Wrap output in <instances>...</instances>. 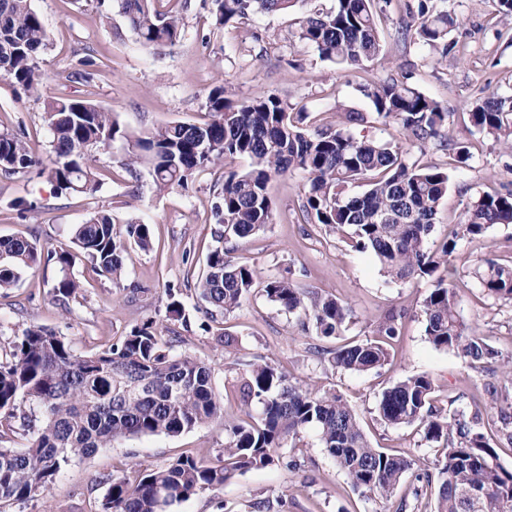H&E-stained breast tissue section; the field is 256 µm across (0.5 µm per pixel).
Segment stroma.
<instances>
[{
  "instance_id": "1",
  "label": "stroma",
  "mask_w": 512,
  "mask_h": 512,
  "mask_svg": "<svg viewBox=\"0 0 512 512\" xmlns=\"http://www.w3.org/2000/svg\"><path fill=\"white\" fill-rule=\"evenodd\" d=\"M457 20L455 46L442 56L420 42L404 39L401 23L418 0H389L381 25L382 55L340 70L322 61L299 41L297 13H258L216 26L211 0H162L178 10L183 34L175 44L149 48L131 33L119 0H32L50 35L39 66L42 84L27 94L0 79V132L21 135L33 157H46L51 133L44 105L56 97H88L110 109L120 124L143 136L169 122L207 121L209 91L224 87L241 101L260 92L278 95L291 111L307 113L305 128L339 123L343 112L368 111L359 87L368 80L408 78L411 86L436 99L448 111V132L471 143L472 157L461 165L432 147H410V161L448 170V194L438 207L430 247H437L483 193L512 192V150L477 133L467 120L472 102L497 92L512 94V21L500 20L496 0H431ZM95 61L93 81L81 73L84 58ZM132 145L114 141L96 154L102 183L93 195L64 196L27 169L0 173V237L37 238L52 247L68 242L72 229L88 215L109 211L117 224L136 219L151 225L153 247L130 249L121 282L98 276L86 260L73 274L83 288L62 302L52 286L54 263L24 272L18 286L0 294V335L14 338L30 325L64 336L75 352L108 349L133 327L153 321L164 327L173 354H186L211 368L214 389L224 405V423L165 434L119 440L94 455L77 458L56 479L47 500L7 505L6 512H100L108 475L137 468H160L190 453L212 462L224 451V425L242 417L234 385L247 363L260 361L305 379L317 391L343 397L373 446L391 454L409 452L432 460L434 452L417 426L392 429L376 416V401L392 382L428 374L438 384V399L448 411L481 416L490 436L501 426L500 412L512 404V380L474 369L454 352L434 348L425 336L421 312L432 288L430 277L394 281L380 272L369 252L350 250L324 226L305 221L302 173L274 179L271 224L237 245L235 261L255 265L262 277L292 275L298 288L336 297L350 311L340 335L324 336L253 288L229 314H212L196 290L213 248L215 207L224 188V169L195 172L187 187L156 192L147 164L128 170ZM37 201L35 211L19 213L18 201ZM512 261V224H497L484 236L462 237L450 263L456 269V310L462 320L486 336L503 355H512V305L488 298L477 270L488 255ZM175 290L188 322L168 318V290ZM402 313L391 359L380 371L357 376L337 370L330 359L337 347L372 335L385 314ZM233 336L219 344L220 333ZM494 384L497 393L485 392ZM277 465L251 469L224 486L192 496L173 512H398L412 502L417 482L407 477L391 500L354 490L343 470L322 448L314 430L299 446L283 442Z\"/></svg>"
}]
</instances>
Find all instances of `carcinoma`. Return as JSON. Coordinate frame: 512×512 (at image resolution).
I'll use <instances>...</instances> for the list:
<instances>
[{
	"label": "carcinoma",
	"mask_w": 512,
	"mask_h": 512,
	"mask_svg": "<svg viewBox=\"0 0 512 512\" xmlns=\"http://www.w3.org/2000/svg\"><path fill=\"white\" fill-rule=\"evenodd\" d=\"M154 0H121L131 32L145 46L173 44L182 34L179 15L160 11ZM302 0H212L216 24L244 19L253 13L288 12ZM384 8L376 0H336V7L311 9L300 22L299 39L339 69L359 66L382 55L378 20ZM455 20L430 0H419L402 31L434 51L448 54ZM49 37L30 0H0V77L22 91L38 90L39 59ZM374 119L396 126L410 144H433L456 162L471 158L469 147L448 135V112L436 100L404 81H372L360 85ZM210 121L171 122L135 139L138 152L127 166L144 160L159 191L187 185L194 172L237 158L248 160L242 172H224V191L216 206L222 229L198 282L200 297L216 311L229 314L240 307L258 281L255 266L231 257L228 243L243 242L271 223L269 184L289 172L305 175L303 212L323 225L351 250L373 252L385 276L407 280L433 278L422 313L425 335L437 349L455 352L474 368L493 367L512 377V358L504 359L480 333L460 319L455 288L448 284L449 257L457 239L476 238L495 224H512V193H486L468 207L460 227L440 250L428 246L438 206L448 193V171L409 162L399 145L357 138L350 128L368 123L363 112H349L342 126L313 133L303 128L307 114L289 111L273 93L244 101L224 96L214 87L207 96ZM45 112L52 134L51 152L36 161L22 138L0 133V171L11 174L40 165V173L60 194H94L100 189L94 151L104 150L131 135L113 119L112 111L88 98H53ZM471 125L512 149V96L496 93L479 100L469 112ZM366 182L358 195L347 193ZM148 251L151 225L128 222L116 227L104 211L78 225L68 244L44 249L33 238L0 239V290L14 288L23 273L46 260L61 276L55 296L70 299L79 281L70 274L78 257L106 278H121L130 246ZM479 282L487 295L512 305V263L483 260ZM267 299L284 310L313 320L323 336L340 333L349 309L339 300L295 287L291 278L264 281ZM401 315L378 320L374 335L333 352L332 365L363 374L383 368L388 346L399 335ZM9 356L0 359V427L11 429L16 418L33 429L22 451L0 448V505L46 496L62 469L77 457L89 456L121 439L147 435H178L224 417L211 369L188 355H173L154 322L132 328L104 351L77 354L60 334L31 325L8 342ZM438 385L428 374L406 377L386 388L375 411L385 425L398 429L418 425L424 439L437 444L435 473H425L436 486L432 512H512V470L498 462L497 448L475 428L462 410L448 413L437 400ZM240 401L260 405L258 416L245 412L237 423L224 424V455L206 462L182 455L156 469H144L132 481L112 475L102 512H167L177 502L221 486L235 473L279 462L273 449L300 439L311 428L323 448L344 471L352 487L391 499L417 459L386 453L368 440L351 407L341 396L292 382L266 362H252L241 376ZM36 405L29 418L22 404ZM477 496L472 502L468 494Z\"/></svg>",
	"instance_id": "obj_1"
}]
</instances>
